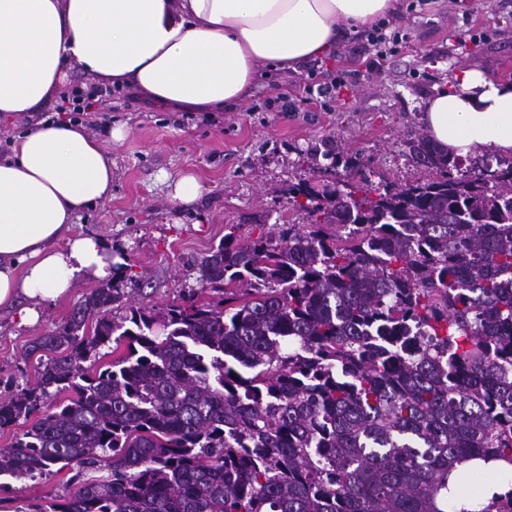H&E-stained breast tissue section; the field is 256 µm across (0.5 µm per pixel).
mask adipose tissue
Masks as SVG:
<instances>
[{"mask_svg": "<svg viewBox=\"0 0 512 512\" xmlns=\"http://www.w3.org/2000/svg\"><path fill=\"white\" fill-rule=\"evenodd\" d=\"M397 0H0V119L31 116L72 71L165 109L222 111L260 67L293 70L397 10ZM449 154L512 156V82L479 69L427 99ZM112 196V157L78 121L39 120L0 156V313L35 323L78 282L110 277L105 238L78 231Z\"/></svg>", "mask_w": 512, "mask_h": 512, "instance_id": "adipose-tissue-1", "label": "adipose tissue"}]
</instances>
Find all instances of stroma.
<instances>
[{
  "instance_id": "obj_1",
  "label": "stroma",
  "mask_w": 512,
  "mask_h": 512,
  "mask_svg": "<svg viewBox=\"0 0 512 512\" xmlns=\"http://www.w3.org/2000/svg\"><path fill=\"white\" fill-rule=\"evenodd\" d=\"M458 8L473 9L485 26L488 37L480 47L464 44V26L454 18ZM400 13L407 44L380 74L350 79L327 104L306 100L302 65L263 71L248 98L221 112L162 109L123 88L107 91L89 76L69 73L63 96L79 90L109 97L93 133L112 156V197L85 209L79 222L107 240L125 276L138 282L136 290H125L115 313L132 305L158 311L182 303L198 287L199 263L223 238L225 225L255 236L283 212L293 223H306L285 191L311 176V149H339L357 159L375 184L415 181L424 172L410 160L406 142L425 131L424 100L468 68L512 79V0H462L457 6L402 0ZM282 94L287 111L265 107L267 98ZM117 125L127 131L120 142L105 136ZM185 172L195 174L205 191L192 203H172V184ZM97 286L94 280L77 284L63 301L47 304L32 325L0 316V399L33 381L37 361L26 358L28 347L51 335ZM72 474L71 468H56L35 481H9L0 493V512L47 504L65 493Z\"/></svg>"
}]
</instances>
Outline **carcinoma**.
Returning a JSON list of instances; mask_svg holds the SVG:
<instances>
[{"mask_svg": "<svg viewBox=\"0 0 512 512\" xmlns=\"http://www.w3.org/2000/svg\"><path fill=\"white\" fill-rule=\"evenodd\" d=\"M407 145L422 181L327 153L334 180L288 187L308 223L225 225L200 264L216 299L117 318L121 289H94L0 400V430L28 422L0 477L77 468L33 512H445L455 465L512 466V160Z\"/></svg>", "mask_w": 512, "mask_h": 512, "instance_id": "1", "label": "carcinoma"}]
</instances>
